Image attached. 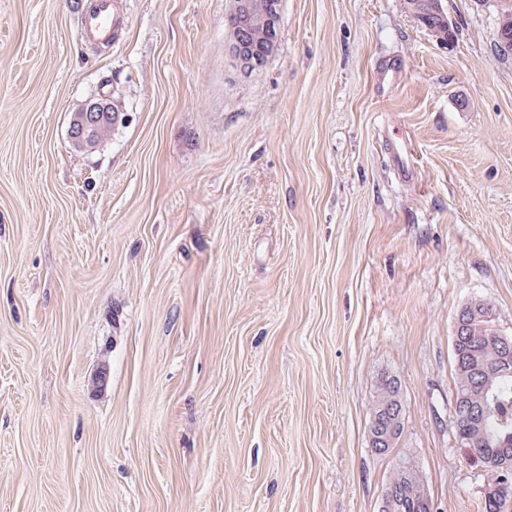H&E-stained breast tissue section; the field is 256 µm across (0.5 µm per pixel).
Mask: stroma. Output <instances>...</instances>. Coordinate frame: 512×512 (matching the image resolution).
Wrapping results in <instances>:
<instances>
[{"instance_id": "stroma-1", "label": "stroma", "mask_w": 512, "mask_h": 512, "mask_svg": "<svg viewBox=\"0 0 512 512\" xmlns=\"http://www.w3.org/2000/svg\"><path fill=\"white\" fill-rule=\"evenodd\" d=\"M87 4L0 0V512H378L384 373L434 512H478L452 336L474 300L512 335L499 0H446L449 45L405 0H282L245 75L230 0H117L106 46ZM106 84L122 121L77 150ZM120 31L112 0H91L78 19V33L83 40L109 43L119 38ZM404 67L401 63L387 59L377 62L374 67L375 81L378 89L394 83L402 75ZM400 402L403 405L402 383L400 379L393 374H382L377 381L374 395L372 396L368 423L378 437L391 438L392 448H382V452L375 451L371 446H375L377 438L373 436L371 431L367 429V439L371 451L379 456L387 455L386 452H393L396 445L399 443L404 432V422H396L388 417L384 410L392 405L393 402ZM398 403L394 407V414L404 412L402 405Z\"/></svg>"}]
</instances>
